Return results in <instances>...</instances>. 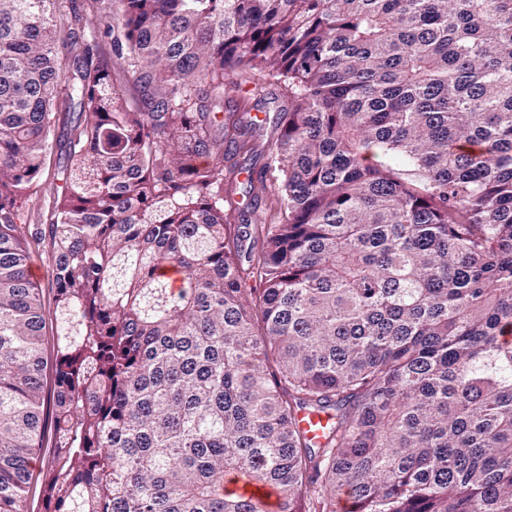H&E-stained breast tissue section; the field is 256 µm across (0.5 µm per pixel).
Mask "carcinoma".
<instances>
[{"label":"carcinoma","mask_w":512,"mask_h":512,"mask_svg":"<svg viewBox=\"0 0 512 512\" xmlns=\"http://www.w3.org/2000/svg\"><path fill=\"white\" fill-rule=\"evenodd\" d=\"M38 461L44 512H512V0H0V512ZM249 73L245 71H228L224 73V85L226 88V95L224 98V116L228 114V112L238 113V116H242L245 121L256 120L257 115L259 118H268L267 124L265 126L264 132L262 130L258 131L257 144L260 145L258 148L259 151L261 146L264 144L268 135H270L271 128H267L269 126V122L272 121L277 110L281 109L282 106L286 104V99L282 96V92L276 85H270L266 88L265 98L256 104L255 100L249 99L246 103L245 111L243 112V102L241 101V95H244V92H240L237 90L239 83L242 82V87L246 88L251 87V84H245V80L248 79ZM247 110V112H246ZM265 135V136H262ZM59 118L52 154L43 176V184L33 191L27 203V224H46V216L52 206L54 192L61 191V186L64 185L70 170L71 161L65 151L63 141L66 129L70 126L71 121H74L76 114L62 112ZM244 180L245 178H243V175H241L238 181L229 187L231 201L234 203L235 200H238L244 205L252 204V207L255 206L257 203L255 214L263 215L267 203L265 195L259 197V200L257 201L256 197H254L255 193H253V190H251L250 193L245 192L246 190L249 191L250 187L249 185H246L247 182H244ZM53 263L54 260L52 254L47 245H45V247H40L38 251L36 249L30 264L31 278L40 286V288H42L43 311L47 328L48 325L50 326L53 318L52 292L49 286ZM35 271L41 272V276H35Z\"/></svg>","instance_id":"cac0c4a2"}]
</instances>
